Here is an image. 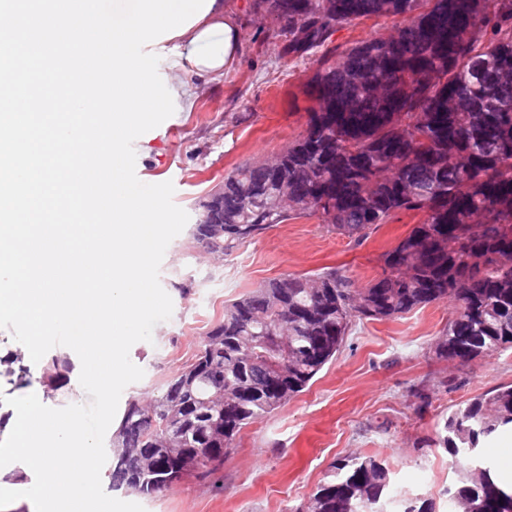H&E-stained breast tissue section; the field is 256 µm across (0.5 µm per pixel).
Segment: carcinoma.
Returning <instances> with one entry per match:
<instances>
[{
  "mask_svg": "<svg viewBox=\"0 0 512 512\" xmlns=\"http://www.w3.org/2000/svg\"><path fill=\"white\" fill-rule=\"evenodd\" d=\"M288 17L282 55L321 52L306 128L273 160L224 174L229 253L275 224L317 215L357 241L401 212L420 222L382 255L363 288L345 270L286 274L228 304L194 361L160 393L128 402L111 440L110 486L146 498L223 463L240 431L303 392L355 318L386 320L448 299L436 353L512 348V0H257ZM393 17L394 30L341 53L338 27ZM512 427V384L445 419L438 444L459 458V512H512V485L470 449ZM391 500L372 456L334 466L296 512H377Z\"/></svg>",
  "mask_w": 512,
  "mask_h": 512,
  "instance_id": "1",
  "label": "carcinoma"
}]
</instances>
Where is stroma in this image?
<instances>
[{"label": "stroma", "mask_w": 512, "mask_h": 512, "mask_svg": "<svg viewBox=\"0 0 512 512\" xmlns=\"http://www.w3.org/2000/svg\"><path fill=\"white\" fill-rule=\"evenodd\" d=\"M240 30L229 71L213 81L185 73L190 109L175 110L134 143L136 174L147 184L172 182L174 203L190 219L217 191L225 173L274 157L306 127V86L316 55H281L272 16L255 0H224ZM418 221L402 213L354 242L315 216L277 225L231 253L197 252L191 228L166 249L159 280L173 302L152 342L131 349L144 371L122 402L147 400L189 364L224 307L265 281L287 273L347 270L357 286L382 272L380 256ZM453 313L448 301L391 320L354 319L336 358L311 385L277 410L255 419L211 474L175 481L152 498L117 490L115 498L146 512H295L343 459L372 455L389 471L392 492L448 512L461 470L435 445L437 426L474 397L512 383V349L472 365L437 356L436 343Z\"/></svg>", "instance_id": "35a3bbf8"}]
</instances>
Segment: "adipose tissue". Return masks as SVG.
I'll use <instances>...</instances> for the list:
<instances>
[{"instance_id": "ef3b65f1", "label": "adipose tissue", "mask_w": 512, "mask_h": 512, "mask_svg": "<svg viewBox=\"0 0 512 512\" xmlns=\"http://www.w3.org/2000/svg\"><path fill=\"white\" fill-rule=\"evenodd\" d=\"M240 46L239 28L224 5L214 0L206 16L177 38L174 69L201 78L223 74Z\"/></svg>"}]
</instances>
